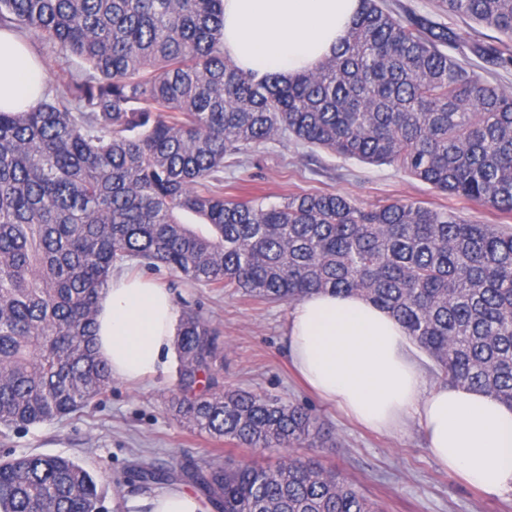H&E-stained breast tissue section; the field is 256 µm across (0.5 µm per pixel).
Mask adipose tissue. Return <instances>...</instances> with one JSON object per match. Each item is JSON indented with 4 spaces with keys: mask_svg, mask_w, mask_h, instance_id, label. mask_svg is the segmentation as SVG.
Wrapping results in <instances>:
<instances>
[{
    "mask_svg": "<svg viewBox=\"0 0 512 512\" xmlns=\"http://www.w3.org/2000/svg\"><path fill=\"white\" fill-rule=\"evenodd\" d=\"M223 2L225 54L243 72L287 78L332 56L361 7V0ZM44 85L28 43L0 29V111L36 106ZM177 325L168 289L116 274L98 302L95 347L113 376L137 379L166 367ZM285 341L320 398L376 430L416 417L449 473L489 496L512 491V407L475 389L429 384L421 349L386 310L359 295L315 293L291 308Z\"/></svg>",
    "mask_w": 512,
    "mask_h": 512,
    "instance_id": "adipose-tissue-1",
    "label": "adipose tissue"
}]
</instances>
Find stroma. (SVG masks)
Instances as JSON below:
<instances>
[{"mask_svg": "<svg viewBox=\"0 0 512 512\" xmlns=\"http://www.w3.org/2000/svg\"><path fill=\"white\" fill-rule=\"evenodd\" d=\"M223 177L228 196L242 186L276 195L335 191L365 207L410 199L461 210L483 224L497 221L492 210L438 193L395 167L343 160L289 142L261 147L251 164L226 166ZM142 274L167 288L177 308L200 309L220 324L225 386L313 406L331 431L329 442L321 448L260 451L199 433L172 408L178 367L173 359L165 371L141 380L113 379L106 395L83 413L25 430L0 427V455L32 452L77 461L105 490L101 512H149L157 492L136 481L132 467L138 461L175 469L189 460L237 465L283 457H311L339 471L385 512H512V492L484 496L441 468L416 421L390 433L375 432L304 387L291 368L284 339L288 304L224 293L162 267Z\"/></svg>", "mask_w": 512, "mask_h": 512, "instance_id": "stroma-1", "label": "stroma"}]
</instances>
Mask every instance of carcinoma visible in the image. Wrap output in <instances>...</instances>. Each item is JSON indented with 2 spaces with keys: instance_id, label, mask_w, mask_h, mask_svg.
<instances>
[{
  "instance_id": "carcinoma-1",
  "label": "carcinoma",
  "mask_w": 512,
  "mask_h": 512,
  "mask_svg": "<svg viewBox=\"0 0 512 512\" xmlns=\"http://www.w3.org/2000/svg\"><path fill=\"white\" fill-rule=\"evenodd\" d=\"M437 10L499 37L363 0L339 51L286 80L224 56L223 0H0V28L89 70L30 110L0 111V424L62 419L111 388L92 336L100 293L126 264L265 302L359 293L405 327L437 382L512 407V231L411 200L226 197L219 176L279 138L393 166L512 220V92L451 54L512 66V0ZM175 345L172 407L195 429L249 448L330 440L312 408L224 387L222 331L202 314L182 312ZM135 472L193 486L214 512H374L313 459ZM100 499L70 458H0V512H100Z\"/></svg>"
}]
</instances>
